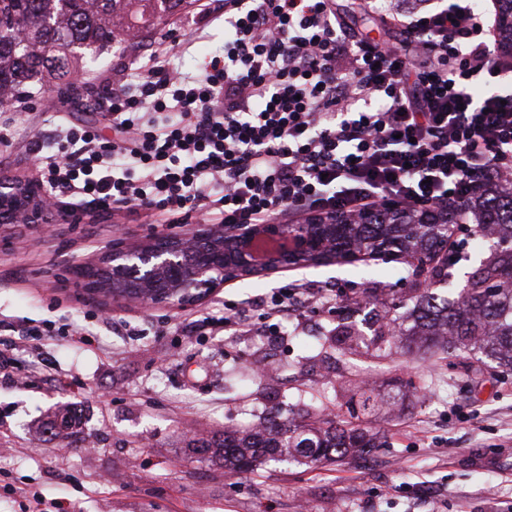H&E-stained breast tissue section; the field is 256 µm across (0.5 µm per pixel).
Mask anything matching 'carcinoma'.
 <instances>
[{"instance_id":"obj_1","label":"carcinoma","mask_w":512,"mask_h":512,"mask_svg":"<svg viewBox=\"0 0 512 512\" xmlns=\"http://www.w3.org/2000/svg\"><path fill=\"white\" fill-rule=\"evenodd\" d=\"M189 4L190 0H0V96L68 90L75 64L85 55L100 54L116 40L131 41L142 29L160 24ZM469 211L476 218L467 228L469 234L496 244L512 239V188H481L467 204L442 210L435 216L436 224H426L421 217L388 220L378 210L365 224L327 228L329 248L312 262L349 253L410 258L420 254L429 261V278L436 284L457 264L448 242L452 226L467 222ZM147 272L143 262L132 261L112 269V283L119 289L130 286L159 293L173 282L172 272ZM395 339L418 347L477 350L512 368V252L491 251L454 295L423 289L414 297L410 316L385 314L368 336L353 326L336 328V344L343 350L361 344L379 348ZM56 420L50 434L59 440L69 439L79 424L77 413L67 407L59 410ZM188 447L228 469L252 472L268 457L317 465L362 454L376 444L375 434L350 410L342 418L301 424L276 415L259 429L193 439Z\"/></svg>"}]
</instances>
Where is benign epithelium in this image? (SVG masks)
Masks as SVG:
<instances>
[{
  "label": "benign epithelium",
  "mask_w": 512,
  "mask_h": 512,
  "mask_svg": "<svg viewBox=\"0 0 512 512\" xmlns=\"http://www.w3.org/2000/svg\"><path fill=\"white\" fill-rule=\"evenodd\" d=\"M46 189L34 181L0 176V224L23 217L39 221L46 209ZM307 225H299L294 231L288 224H239L229 235L215 228L197 227L182 235H154L143 242L130 246L123 241L111 244L106 252L95 260L74 257L71 267L87 273L104 270L110 266H123L134 257H141L154 267L175 270L182 266L181 251L188 242L203 245L193 272L180 278L165 293H132L112 289L108 293L98 277L84 278V288L95 298L113 302L134 300L144 306L196 304L224 287L238 272L263 273L276 270L300 256L318 253L323 244L306 231Z\"/></svg>",
  "instance_id": "1"
}]
</instances>
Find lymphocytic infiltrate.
<instances>
[{
	"mask_svg": "<svg viewBox=\"0 0 512 512\" xmlns=\"http://www.w3.org/2000/svg\"><path fill=\"white\" fill-rule=\"evenodd\" d=\"M402 47L357 38L334 0H199L224 53L158 56L101 83L112 139L65 127L40 181L150 224L440 209L512 187V56L475 0H372ZM483 94H475V87Z\"/></svg>",
	"mask_w": 512,
	"mask_h": 512,
	"instance_id": "obj_1",
	"label": "lymphocytic infiltrate"
}]
</instances>
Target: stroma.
<instances>
[{
	"label": "stroma",
	"mask_w": 512,
	"mask_h": 512,
	"mask_svg": "<svg viewBox=\"0 0 512 512\" xmlns=\"http://www.w3.org/2000/svg\"><path fill=\"white\" fill-rule=\"evenodd\" d=\"M357 35L389 44L390 30L365 0H335ZM196 33L191 52L175 38ZM167 47L170 67L194 74L224 52V24L196 32L182 13L121 50L88 55L77 92L45 111L33 95L12 145H0V175L35 179L27 150L52 152L62 125L100 128L111 117L95 80L118 79L122 63ZM82 222L57 221L51 237L28 224L8 227L0 245V344L16 371L0 373V512H512V371L472 373L465 352L433 353L402 343L340 351L337 327L373 323L366 298L405 305L417 280L404 259L335 261L239 278L200 304L102 306L70 268L75 256L182 234L184 224H142L93 205ZM281 288L336 292L333 308H305L257 320L246 333L225 326L224 310L255 314ZM85 333L58 335L59 326ZM39 337L20 346L19 331ZM378 400L369 425L379 445L333 464L268 462L237 473L186 446L216 431L259 426L279 414L297 422L346 413L360 387ZM81 424L69 445L42 435L64 405Z\"/></svg>",
	"instance_id": "1"
}]
</instances>
